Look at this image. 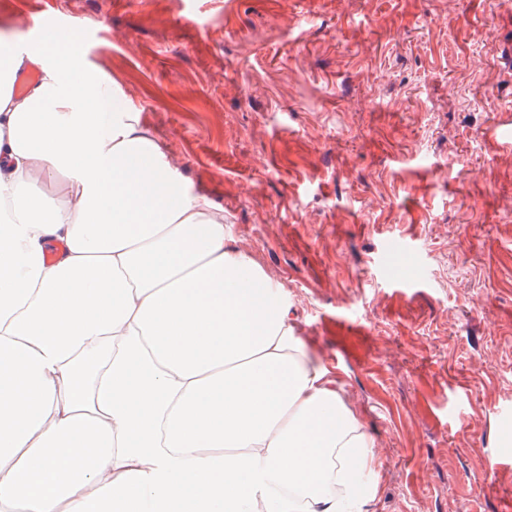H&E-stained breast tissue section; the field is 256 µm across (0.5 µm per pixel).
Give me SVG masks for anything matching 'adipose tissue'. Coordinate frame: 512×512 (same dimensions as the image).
Here are the masks:
<instances>
[{
  "instance_id": "obj_1",
  "label": "adipose tissue",
  "mask_w": 512,
  "mask_h": 512,
  "mask_svg": "<svg viewBox=\"0 0 512 512\" xmlns=\"http://www.w3.org/2000/svg\"><path fill=\"white\" fill-rule=\"evenodd\" d=\"M226 235L79 28L0 36V512H368L371 436Z\"/></svg>"
}]
</instances>
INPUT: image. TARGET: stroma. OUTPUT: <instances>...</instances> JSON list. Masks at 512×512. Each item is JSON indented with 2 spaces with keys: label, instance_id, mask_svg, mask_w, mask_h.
Segmentation results:
<instances>
[{
  "label": "stroma",
  "instance_id": "stroma-1",
  "mask_svg": "<svg viewBox=\"0 0 512 512\" xmlns=\"http://www.w3.org/2000/svg\"><path fill=\"white\" fill-rule=\"evenodd\" d=\"M74 24L386 446L368 512H512V0H0Z\"/></svg>",
  "mask_w": 512,
  "mask_h": 512
}]
</instances>
